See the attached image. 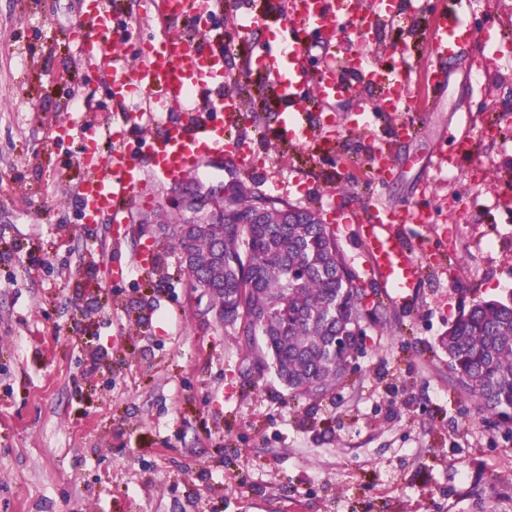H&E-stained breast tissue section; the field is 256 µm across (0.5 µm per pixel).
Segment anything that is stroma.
I'll use <instances>...</instances> for the list:
<instances>
[{"label": "stroma", "mask_w": 512, "mask_h": 512, "mask_svg": "<svg viewBox=\"0 0 512 512\" xmlns=\"http://www.w3.org/2000/svg\"><path fill=\"white\" fill-rule=\"evenodd\" d=\"M450 2L421 0L417 18L364 42L348 29L336 47L364 48L386 71L424 62L428 22ZM99 3L114 32L158 35L144 0ZM84 12L85 0H0V243L18 247L0 263V512H512V423L460 392L439 346L473 301L512 296V0H474L472 39L424 110L376 111L378 89L359 86L331 108L371 110V132L344 127L311 147L279 141V106L244 77L265 34L211 23L252 109L237 134L261 163L227 161L194 182L260 193L281 172L295 206L362 213L378 199L434 215L437 272L409 306L369 311L348 375L317 400L254 369L245 337L188 288L171 183L148 182L153 203L131 224L82 223L79 125L112 108L80 64ZM400 123L411 136L394 137ZM464 123L470 156L448 136ZM381 148L394 164L383 183L369 174ZM116 260L129 273L114 282Z\"/></svg>", "instance_id": "1"}]
</instances>
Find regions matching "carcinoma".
Masks as SVG:
<instances>
[{
	"label": "carcinoma",
	"instance_id": "cac0c4a2",
	"mask_svg": "<svg viewBox=\"0 0 512 512\" xmlns=\"http://www.w3.org/2000/svg\"><path fill=\"white\" fill-rule=\"evenodd\" d=\"M260 198L238 188L221 207L198 202L207 231L181 244L224 327L246 337L255 361L289 391L316 399L335 389L358 352L359 341L341 337L367 314L368 295L335 225L302 207L290 219V204L270 197L256 224ZM440 343L463 392L480 410L512 422V302H477Z\"/></svg>",
	"mask_w": 512,
	"mask_h": 512
}]
</instances>
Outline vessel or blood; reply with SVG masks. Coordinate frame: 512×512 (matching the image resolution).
Returning a JSON list of instances; mask_svg holds the SVG:
<instances>
[{
  "instance_id": "b4317fda",
  "label": "vessel or blood",
  "mask_w": 512,
  "mask_h": 512,
  "mask_svg": "<svg viewBox=\"0 0 512 512\" xmlns=\"http://www.w3.org/2000/svg\"><path fill=\"white\" fill-rule=\"evenodd\" d=\"M150 4L164 22L192 18L194 34L165 33L150 39V52H139L133 64L113 47L112 17L97 5H90L77 28L80 40L91 47L86 61L107 87L113 106L110 122L87 130L82 163L89 176L79 193L81 217L87 223L103 216L117 226L128 223L132 212L145 207L142 188L148 180L180 178L206 159L231 155L242 169L253 167L251 147L231 134L247 114L241 98L227 90V56L206 42L211 19L224 8L222 0H150ZM467 6L468 0H456L453 8L431 18L426 65L404 62L388 73L370 62L366 53L341 56L334 46L349 25H358L366 35L394 22V0H372L366 9L359 0H285L279 12L282 28H272L268 12L256 10L240 13L235 26L244 33L269 32L265 51L248 71L271 81L273 97L283 112L279 138L306 146L334 136L343 122L355 130L367 129L370 115L361 109L342 121L327 112L319 124H311L295 98L297 89L313 83L316 98L327 103L361 83L379 87L377 111L421 107L423 100L412 93L411 83L422 82L429 93L446 81L441 60L472 36ZM312 31L321 32L327 49L314 79L304 64L305 41ZM173 112L180 113L179 122L170 121ZM101 139L111 141L110 155L99 153L96 144ZM144 157L149 160L145 166L140 163ZM347 221L357 228L366 271L384 282L396 303L405 304L410 288L425 272L419 255L426 239L420 229L430 224V213L375 202L364 215H349Z\"/></svg>"
}]
</instances>
